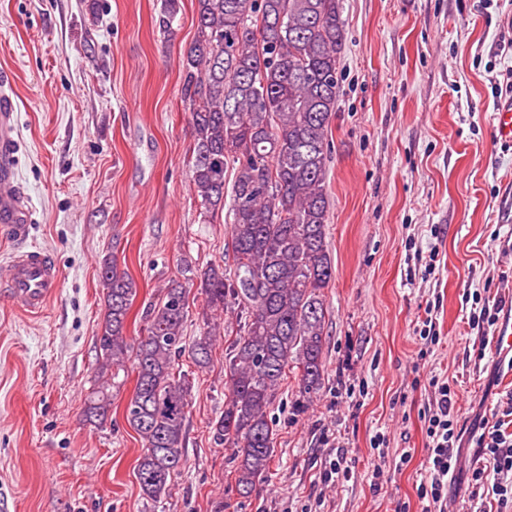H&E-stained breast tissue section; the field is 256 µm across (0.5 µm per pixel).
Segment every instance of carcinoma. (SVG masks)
I'll return each mask as SVG.
<instances>
[{"label":"carcinoma","mask_w":512,"mask_h":512,"mask_svg":"<svg viewBox=\"0 0 512 512\" xmlns=\"http://www.w3.org/2000/svg\"><path fill=\"white\" fill-rule=\"evenodd\" d=\"M196 2L195 37L182 60L193 129L188 164L203 223L223 213L230 225L232 264L183 269L147 307L144 335L131 343L124 323L136 284L116 258L105 259L96 384L84 407L86 420L105 424L125 383L120 372L132 362L137 379L126 420L142 447L136 478L154 502L168 494L185 462L191 385L179 358L188 289L198 287L204 301L205 331L192 346L193 363L205 367L214 341L232 337L224 411L210 430L230 451L235 486L248 497L274 457L269 412L278 389L294 374L300 410L321 385L323 289L333 277L326 178L342 0ZM229 307L236 326L226 329L218 317Z\"/></svg>","instance_id":"cac0c4a2"}]
</instances>
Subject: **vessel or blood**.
Listing matches in <instances>:
<instances>
[{"label": "vessel or blood", "instance_id": "b4317fda", "mask_svg": "<svg viewBox=\"0 0 512 512\" xmlns=\"http://www.w3.org/2000/svg\"><path fill=\"white\" fill-rule=\"evenodd\" d=\"M493 131L501 148L512 150V95L500 98L493 107ZM18 136L11 81L0 75V223L8 225L15 238H24L32 213L16 183L15 143ZM60 284L52 258L40 250L16 253L0 287L12 301L32 314L41 313Z\"/></svg>", "mask_w": 512, "mask_h": 512}]
</instances>
